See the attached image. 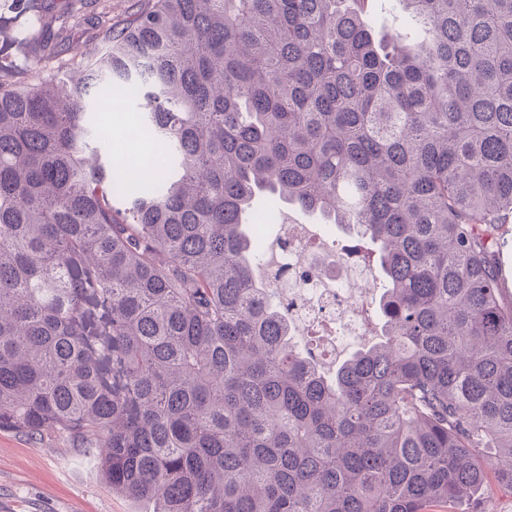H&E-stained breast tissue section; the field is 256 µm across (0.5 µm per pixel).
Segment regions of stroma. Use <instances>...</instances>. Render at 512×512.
Instances as JSON below:
<instances>
[{
	"label": "stroma",
	"mask_w": 512,
	"mask_h": 512,
	"mask_svg": "<svg viewBox=\"0 0 512 512\" xmlns=\"http://www.w3.org/2000/svg\"><path fill=\"white\" fill-rule=\"evenodd\" d=\"M133 0H0V81L25 82L41 47L29 26L67 12L83 18L59 55L100 52L101 32L130 15ZM134 500L112 492L62 440L32 441L0 431V512H140Z\"/></svg>",
	"instance_id": "obj_1"
}]
</instances>
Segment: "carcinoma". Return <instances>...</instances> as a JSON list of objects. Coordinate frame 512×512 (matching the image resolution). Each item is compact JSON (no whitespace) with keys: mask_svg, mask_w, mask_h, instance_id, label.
Segmentation results:
<instances>
[{"mask_svg":"<svg viewBox=\"0 0 512 512\" xmlns=\"http://www.w3.org/2000/svg\"><path fill=\"white\" fill-rule=\"evenodd\" d=\"M134 0L0 83V430L151 512H462L512 492V0ZM164 147L140 189L90 90ZM377 247L381 338L324 369L254 202Z\"/></svg>","mask_w":512,"mask_h":512,"instance_id":"carcinoma-1","label":"carcinoma"}]
</instances>
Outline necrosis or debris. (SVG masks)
Wrapping results in <instances>:
<instances>
[{
  "mask_svg": "<svg viewBox=\"0 0 512 512\" xmlns=\"http://www.w3.org/2000/svg\"><path fill=\"white\" fill-rule=\"evenodd\" d=\"M277 228L279 238L288 242V263L297 273L287 288L289 313L306 347L322 365L335 366L366 334L368 274L351 257L314 252L307 225L281 222Z\"/></svg>",
  "mask_w": 512,
  "mask_h": 512,
  "instance_id": "necrosis-or-debris-1",
  "label": "necrosis or debris"
}]
</instances>
